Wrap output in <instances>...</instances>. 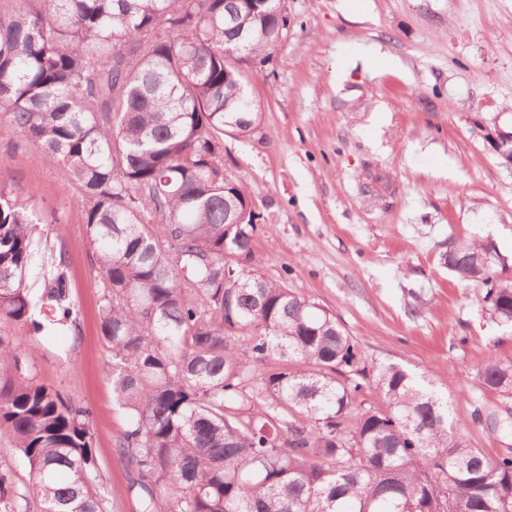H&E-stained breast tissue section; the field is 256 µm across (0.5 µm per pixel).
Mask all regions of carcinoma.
I'll return each instance as SVG.
<instances>
[{
  "label": "carcinoma",
  "mask_w": 512,
  "mask_h": 512,
  "mask_svg": "<svg viewBox=\"0 0 512 512\" xmlns=\"http://www.w3.org/2000/svg\"><path fill=\"white\" fill-rule=\"evenodd\" d=\"M0 11V122L63 166L86 201L104 284L100 329L115 455L139 512H512V456L453 433L448 402L398 364H362L334 315L251 269L260 214L224 172V133L262 120L250 71L288 36L281 0H15ZM238 47L242 56L225 49ZM0 174V319L77 330L63 249ZM488 250L443 264L512 324V281ZM278 358L301 364L262 372ZM343 379H337V376ZM512 397V359L477 368ZM376 392L382 406L360 397ZM91 412L42 383L22 336H0V512H108ZM0 468L12 469L17 480L28 479L27 470L19 463L17 453L6 437H0Z\"/></svg>",
  "instance_id": "1"
}]
</instances>
